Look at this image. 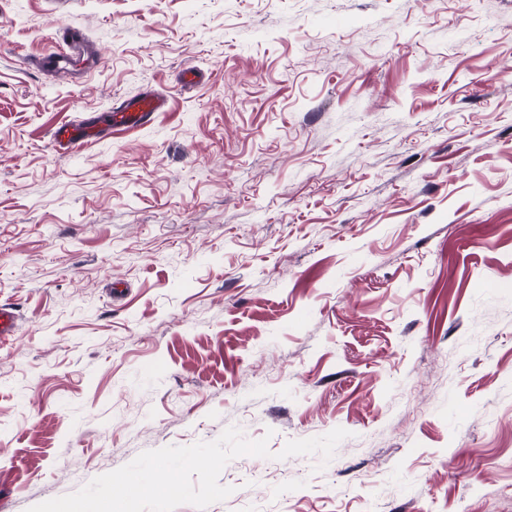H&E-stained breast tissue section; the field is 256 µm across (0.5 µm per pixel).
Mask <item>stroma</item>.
<instances>
[{
	"instance_id": "stroma-1",
	"label": "stroma",
	"mask_w": 512,
	"mask_h": 512,
	"mask_svg": "<svg viewBox=\"0 0 512 512\" xmlns=\"http://www.w3.org/2000/svg\"><path fill=\"white\" fill-rule=\"evenodd\" d=\"M0 302V512L230 426L205 512H512V0H0ZM54 48L43 56L42 64L47 70L67 73L73 58H82L85 62L91 55L87 52L83 38L69 27H59L55 32ZM165 107L166 102L160 97L142 93L122 100L108 112L56 125L51 133V145L58 153L74 154L117 132L147 126L155 112H163Z\"/></svg>"
}]
</instances>
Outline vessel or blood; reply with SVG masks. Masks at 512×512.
Returning a JSON list of instances; mask_svg holds the SVG:
<instances>
[{"label": "vessel or blood", "mask_w": 512, "mask_h": 512, "mask_svg": "<svg viewBox=\"0 0 512 512\" xmlns=\"http://www.w3.org/2000/svg\"><path fill=\"white\" fill-rule=\"evenodd\" d=\"M86 53L82 37L71 28L61 27L56 30L55 45L44 55L42 64L45 69L65 72L72 59L85 57ZM165 107L160 97L142 93L122 100L110 111L56 125L51 133V145L56 152L74 154L112 134L147 126L154 114Z\"/></svg>", "instance_id": "b4317fda"}]
</instances>
